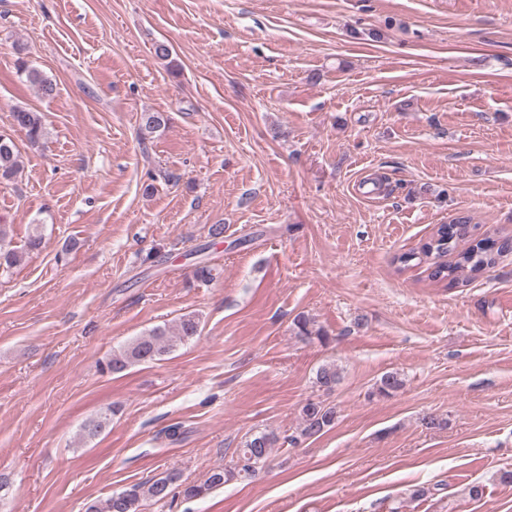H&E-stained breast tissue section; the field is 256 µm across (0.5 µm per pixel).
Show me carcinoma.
I'll list each match as a JSON object with an SVG mask.
<instances>
[{"instance_id":"obj_1","label":"carcinoma","mask_w":512,"mask_h":512,"mask_svg":"<svg viewBox=\"0 0 512 512\" xmlns=\"http://www.w3.org/2000/svg\"><path fill=\"white\" fill-rule=\"evenodd\" d=\"M18 72L31 84L39 86L42 93L50 96L54 84L39 70L20 63ZM14 125L25 132L28 140L38 142L45 135L43 116L40 112L17 107L12 112ZM169 118L160 112H149L142 116L141 129L153 133L167 125ZM22 164L21 153L12 139L0 135V177L8 178ZM512 251V239H500L492 236L476 237L472 233L469 218L459 216L447 224H439L421 246L417 253H403L397 262L405 267L418 259L428 263V278L449 287L466 284L476 279L485 270L496 265L503 254ZM23 253L10 246L6 241V231L0 227V268L6 270L18 266ZM200 321L194 314L183 316L174 327L158 326L149 332L137 336L119 350L112 352L101 370L120 374L130 367L157 360L171 352L175 347L187 343L199 333ZM340 381V374L333 364L320 366L315 374V385L329 393ZM404 385L403 379L396 372H387L375 384V394L390 397ZM300 426L298 439L312 438L336 421V407L322 400L308 399L300 409ZM112 421V410L108 409L88 418L81 426L79 437L90 441L102 435ZM277 442L274 433L257 432L252 434L239 449L241 467H216L211 469L203 482L185 486L183 493L188 498L203 497L225 483L246 479L255 474V465L265 463L271 449ZM179 479L178 474L169 472L158 478L134 484L122 491L114 492L105 498H98L87 504L86 512H141L146 501H160L171 493V487Z\"/></svg>"}]
</instances>
